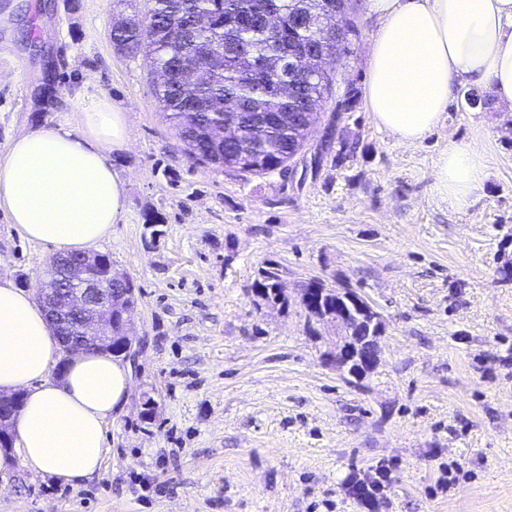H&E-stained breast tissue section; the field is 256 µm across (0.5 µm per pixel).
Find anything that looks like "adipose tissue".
<instances>
[{"label": "adipose tissue", "instance_id": "ef3b65f1", "mask_svg": "<svg viewBox=\"0 0 512 512\" xmlns=\"http://www.w3.org/2000/svg\"><path fill=\"white\" fill-rule=\"evenodd\" d=\"M378 21L365 103L399 143L421 141L441 121L458 85L486 86L512 105V0H369ZM128 141L124 112L108 97L62 126L16 136L0 155V207L16 231L58 251L87 249L125 215L126 183L109 161ZM479 142L443 149L437 194L471 204L484 180ZM59 344L31 295L0 281V393L23 392L15 423L24 464L79 487L105 462L106 427L126 403L130 377L110 354H79L58 379Z\"/></svg>", "mask_w": 512, "mask_h": 512}]
</instances>
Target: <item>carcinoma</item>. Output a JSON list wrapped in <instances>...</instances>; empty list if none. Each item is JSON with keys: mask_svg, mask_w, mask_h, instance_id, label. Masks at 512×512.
I'll return each instance as SVG.
<instances>
[{"mask_svg": "<svg viewBox=\"0 0 512 512\" xmlns=\"http://www.w3.org/2000/svg\"><path fill=\"white\" fill-rule=\"evenodd\" d=\"M149 22L110 29V36L136 47L151 61L172 73L183 68L186 45L180 30L196 33V38L221 56V65L210 70L207 81L188 85L177 79L157 85L155 95L164 118L185 145L192 160L224 168L228 161L238 165L237 173L264 175L288 169V162L299 150L307 131L302 124L313 101L333 94L336 74L293 82L288 96L279 89V72L271 66L275 54L295 41L307 42L313 49L322 46L336 59L352 52L351 37L359 34L357 25L345 16L326 15L330 0H148ZM275 13L276 29L268 30L262 16ZM324 14L322 35L300 28L307 15ZM235 101L234 111H224V100ZM276 117L279 122L261 135H250L224 142V123L261 122ZM277 269L261 271L259 295L266 300L280 297Z\"/></svg>", "mask_w": 512, "mask_h": 512, "instance_id": "carcinoma-1", "label": "carcinoma"}]
</instances>
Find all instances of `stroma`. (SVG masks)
Listing matches in <instances>:
<instances>
[{"label": "stroma", "instance_id": "obj_1", "mask_svg": "<svg viewBox=\"0 0 512 512\" xmlns=\"http://www.w3.org/2000/svg\"><path fill=\"white\" fill-rule=\"evenodd\" d=\"M146 0H0V152L14 135L77 128L109 97L130 142L111 162L126 215L95 246L137 287L140 354L109 421L103 469L79 488L0 468V512H512V106L462 83L420 142L398 143L362 98L376 19L323 104L335 141L318 170L243 177L194 163L154 95L144 54L118 52L117 14ZM481 141L477 199L434 190L439 153ZM157 217L152 237L148 217ZM54 250L0 209V276L33 291ZM276 266L285 305L253 291ZM311 282L350 288L383 322L365 378L327 366ZM156 403L142 415L144 397ZM454 477L452 489L442 485Z\"/></svg>", "mask_w": 512, "mask_h": 512}]
</instances>
